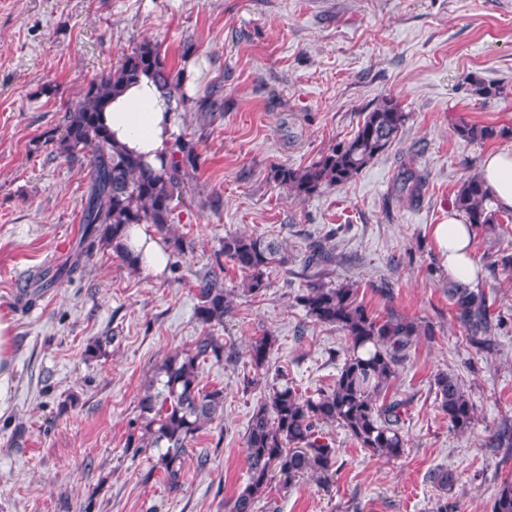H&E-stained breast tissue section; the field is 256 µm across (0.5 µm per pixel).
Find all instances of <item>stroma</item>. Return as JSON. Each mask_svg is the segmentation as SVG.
I'll use <instances>...</instances> for the list:
<instances>
[{"label":"stroma","instance_id":"35a3bbf8","mask_svg":"<svg viewBox=\"0 0 512 512\" xmlns=\"http://www.w3.org/2000/svg\"><path fill=\"white\" fill-rule=\"evenodd\" d=\"M146 38L174 67L183 45L194 44L195 92L215 85L224 97L223 110L174 114L173 137L194 140L202 155L175 202L184 249L156 277L98 250L81 275L23 306L28 275L61 260L80 232L86 168L52 155L47 142L60 133V109ZM478 79L501 95L482 102L472 92ZM384 97L406 115L388 151L306 199L277 184L274 169L316 161ZM464 122L512 127V0H0V313L13 321L0 512H226L247 483V426L276 368L313 395L343 363V334L299 301L317 241L330 253L322 283H356L376 315L419 325L390 386L410 400L406 448L374 456L324 426L336 450L329 485L312 476L272 483L255 512H432L443 495L456 512H491L500 484L512 481V451L485 446L512 423V220L477 227L471 242L479 267L471 286L501 322L485 349L454 318L451 278L430 230L485 155L512 153V138L471 141L457 132ZM404 154L428 175L416 207L395 193ZM241 234L282 246L288 262L269 269L258 297L225 263L234 309L214 333L237 358L201 369L204 383L224 391V419L190 442L184 485L172 492L153 467L157 450L126 442L152 373L205 331L194 315L195 274L215 267L225 236ZM266 333L276 344L264 373L247 350ZM96 341L100 351L86 355ZM441 372L474 406L466 433L438 407ZM439 469L453 477L448 489L433 480Z\"/></svg>","mask_w":512,"mask_h":512}]
</instances>
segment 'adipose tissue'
Segmentation results:
<instances>
[{
	"label": "adipose tissue",
	"instance_id": "1",
	"mask_svg": "<svg viewBox=\"0 0 512 512\" xmlns=\"http://www.w3.org/2000/svg\"><path fill=\"white\" fill-rule=\"evenodd\" d=\"M105 124L115 140L128 150L145 156L153 167H161L172 152V114L168 103L148 77L126 86L104 112ZM481 176L491 188L496 204L512 209V155L494 153L486 156ZM432 238L448 274L462 281L473 280L477 264L471 253L473 228L456 212H449L443 223L434 225ZM124 243L139 260L142 270L158 276L165 271L169 251L162 236L147 225L131 226Z\"/></svg>",
	"mask_w": 512,
	"mask_h": 512
}]
</instances>
